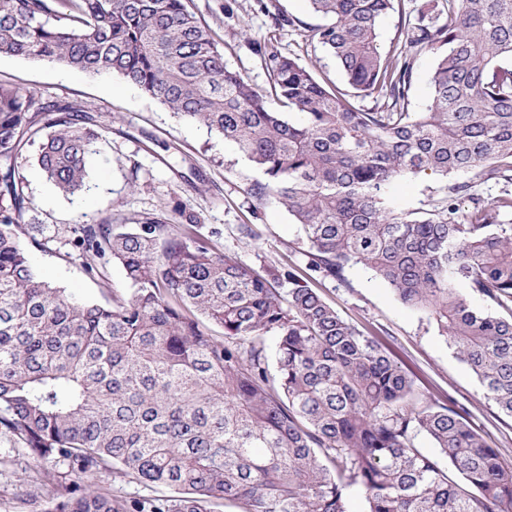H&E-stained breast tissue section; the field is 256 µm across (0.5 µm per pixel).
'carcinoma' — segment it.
<instances>
[{
  "instance_id": "cac0c4a2",
  "label": "carcinoma",
  "mask_w": 512,
  "mask_h": 512,
  "mask_svg": "<svg viewBox=\"0 0 512 512\" xmlns=\"http://www.w3.org/2000/svg\"><path fill=\"white\" fill-rule=\"evenodd\" d=\"M394 2L309 0L352 92L272 47L273 107L224 65L185 0H0V56L118 74L234 142L309 247L308 275L258 272L216 252L192 217L130 214L82 224L73 240L87 271L119 263L129 296L100 304L52 287L25 241L60 231L26 221L14 160L39 144L37 166L73 195L105 124L0 84V437L35 462L19 484L26 501L45 500V512H214L221 501L348 512L356 485L367 512H512V466L462 411L420 398L313 285L365 266L433 318L512 417V224L498 223L512 191L462 219L466 182L422 216L385 203L391 184L426 170L512 183V0H445L447 22L408 28V48L384 55L378 27ZM433 47L446 51L431 101L410 112L411 51ZM375 93L384 101L371 111L352 102ZM470 293L508 315L475 309ZM420 434L440 456L416 447ZM103 471L164 492L111 494L94 483Z\"/></svg>"
}]
</instances>
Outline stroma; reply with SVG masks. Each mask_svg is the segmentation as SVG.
I'll list each match as a JSON object with an SVG mask.
<instances>
[{"label":"stroma","instance_id":"obj_1","mask_svg":"<svg viewBox=\"0 0 512 512\" xmlns=\"http://www.w3.org/2000/svg\"><path fill=\"white\" fill-rule=\"evenodd\" d=\"M434 0H395L380 22L382 50L405 45L406 19L428 11ZM189 11L208 27L228 69L239 73L262 95H269V73L262 48L275 45L281 54L310 66L318 79L344 86V75L320 44L324 19L308 0H186ZM441 54L427 49L415 55L408 109L425 111L432 96L431 75ZM0 83L20 86L37 106L72 102L100 113L107 128L88 164L84 191L62 195L45 180L29 147L17 160L37 223L66 230L120 222L134 212L176 209L196 216L200 232L214 248L254 269L273 265L301 271L307 245L299 224L270 195L259 196L263 173L232 142L199 123L178 117L119 76L88 75L46 62L0 57ZM466 172L447 178L425 171L395 183L386 202L398 213L422 214L445 195L449 181L469 180ZM251 236H244L243 226ZM41 277L81 299L109 301L127 286L114 263L88 273L77 250L56 240L31 248ZM316 287L345 320L370 332L412 378L428 401L464 409L466 418L505 462L512 464V418L488 401L477 378L460 361L434 320L401 303L379 278L356 264L343 280L321 279ZM28 457L0 440V512H33L17 498L16 475L32 467Z\"/></svg>","mask_w":512,"mask_h":512}]
</instances>
